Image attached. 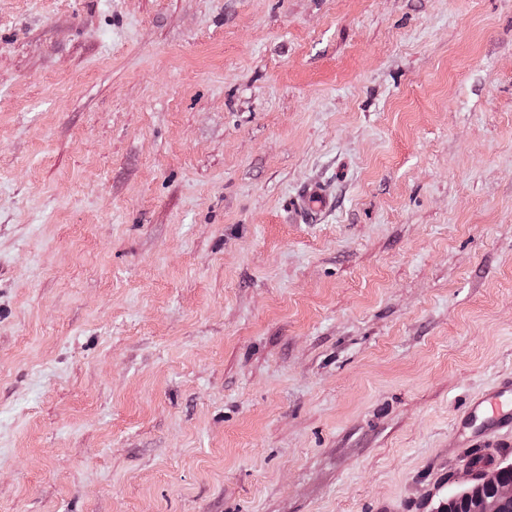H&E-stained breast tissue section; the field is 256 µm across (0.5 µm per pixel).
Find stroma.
<instances>
[{
  "label": "stroma",
  "instance_id": "1",
  "mask_svg": "<svg viewBox=\"0 0 512 512\" xmlns=\"http://www.w3.org/2000/svg\"><path fill=\"white\" fill-rule=\"evenodd\" d=\"M508 377L512 0H0V512L433 507Z\"/></svg>",
  "mask_w": 512,
  "mask_h": 512
}]
</instances>
